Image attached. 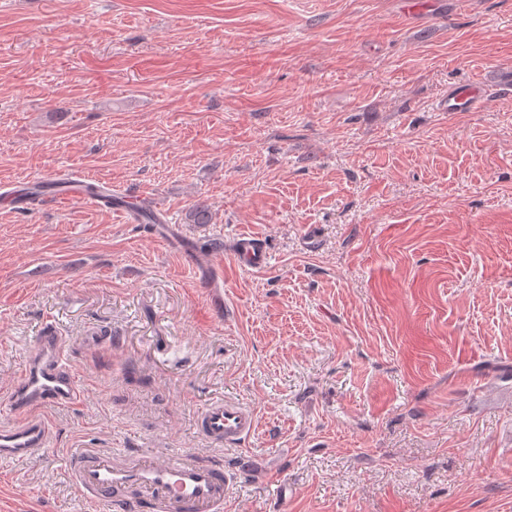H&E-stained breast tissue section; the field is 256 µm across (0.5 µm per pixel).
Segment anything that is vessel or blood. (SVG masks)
I'll return each mask as SVG.
<instances>
[{
    "instance_id": "obj_1",
    "label": "vessel or blood",
    "mask_w": 512,
    "mask_h": 512,
    "mask_svg": "<svg viewBox=\"0 0 512 512\" xmlns=\"http://www.w3.org/2000/svg\"><path fill=\"white\" fill-rule=\"evenodd\" d=\"M486 95L485 86L468 85L449 94L447 109H470ZM267 256L259 237L239 239L236 257L241 265L264 267ZM79 397L77 380L66 358L65 338L54 326H46L29 347L27 362L15 379L8 403L14 421L0 426V458L24 457L53 447V430L36 415V408L71 405ZM254 427L253 412L234 401L212 403L198 417L201 436L222 446L234 445ZM66 468L85 504L106 503L112 512H224L225 493L234 481L223 460H202L191 453L145 455L74 448Z\"/></svg>"
}]
</instances>
